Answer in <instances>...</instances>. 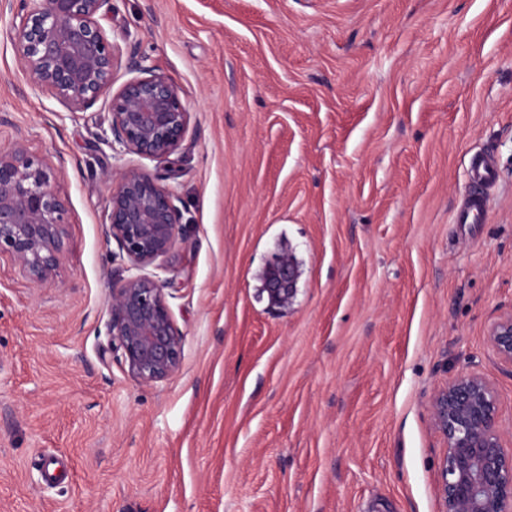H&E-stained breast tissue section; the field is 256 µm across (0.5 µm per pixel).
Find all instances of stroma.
Masks as SVG:
<instances>
[{
	"label": "stroma",
	"instance_id": "35a3bbf8",
	"mask_svg": "<svg viewBox=\"0 0 512 512\" xmlns=\"http://www.w3.org/2000/svg\"><path fill=\"white\" fill-rule=\"evenodd\" d=\"M0 13V152L68 201L55 271L0 254V512H440L436 390L481 373L512 440V0H112L120 47L177 83L172 163L114 156L107 100L33 88ZM498 179L478 224L473 158ZM160 173L181 212L162 278L183 339L145 384L111 351L107 173ZM286 309L258 292L281 249ZM485 200L482 194L470 197L457 211L456 220L459 224H478L481 220ZM487 338L497 360L512 368V313L494 321Z\"/></svg>",
	"mask_w": 512,
	"mask_h": 512
}]
</instances>
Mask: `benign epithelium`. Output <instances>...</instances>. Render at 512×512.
<instances>
[{"mask_svg":"<svg viewBox=\"0 0 512 512\" xmlns=\"http://www.w3.org/2000/svg\"><path fill=\"white\" fill-rule=\"evenodd\" d=\"M111 9L112 0H20V22L13 25L18 61L33 87L74 112L110 96L108 144L164 162L182 147L190 112L171 78L135 59L136 76L110 95L116 47L98 19ZM112 179L109 235L132 271L112 284V349L123 352L135 378L161 382L178 371L183 346L166 303L168 281L147 267L160 268L157 261L175 250L180 212L157 174L119 169ZM67 214L48 164L21 143L0 153V252L12 254L32 280L55 270ZM299 276L293 253H280L265 268L260 293L286 307ZM488 342L497 360L512 367V313L491 324ZM432 420L445 442L442 512H512V448L504 445L494 388L476 372L449 381L432 398Z\"/></svg>","mask_w":512,"mask_h":512,"instance_id":"1","label":"benign epithelium"}]
</instances>
